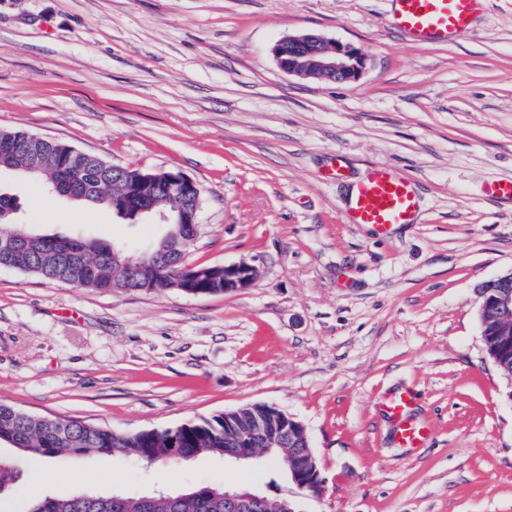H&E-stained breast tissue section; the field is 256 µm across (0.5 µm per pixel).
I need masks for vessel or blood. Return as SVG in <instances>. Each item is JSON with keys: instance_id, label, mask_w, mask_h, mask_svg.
<instances>
[{"instance_id": "b4317fda", "label": "vessel or blood", "mask_w": 512, "mask_h": 512, "mask_svg": "<svg viewBox=\"0 0 512 512\" xmlns=\"http://www.w3.org/2000/svg\"><path fill=\"white\" fill-rule=\"evenodd\" d=\"M491 0H393L391 25L408 39L419 42L450 41L472 33L476 19ZM421 202L411 180L386 165H372L351 187L345 221L362 224L385 237L392 227L415 224ZM413 395L392 393L385 401L387 414L398 423L397 436L407 448L427 443L430 432L411 416Z\"/></svg>"}]
</instances>
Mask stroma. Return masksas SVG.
I'll return each mask as SVG.
<instances>
[{
	"label": "stroma",
	"instance_id": "obj_1",
	"mask_svg": "<svg viewBox=\"0 0 512 512\" xmlns=\"http://www.w3.org/2000/svg\"><path fill=\"white\" fill-rule=\"evenodd\" d=\"M391 0H0V128L59 141L201 189L187 265L246 261L251 287L218 295L53 284L0 269V401L117 432L174 428L270 404L307 429L326 480L300 497L268 458L208 452L176 465L1 446L21 491L138 497L249 488L300 512H512V402L487 354L480 291L512 270V0L473 33L413 43ZM362 47L354 82L283 72L272 49L304 31ZM342 160L345 177L325 173ZM374 163L406 173L419 223L385 238L343 220ZM23 223L151 245L161 225L0 174ZM414 392L430 429L404 448L382 408Z\"/></svg>",
	"mask_w": 512,
	"mask_h": 512
}]
</instances>
